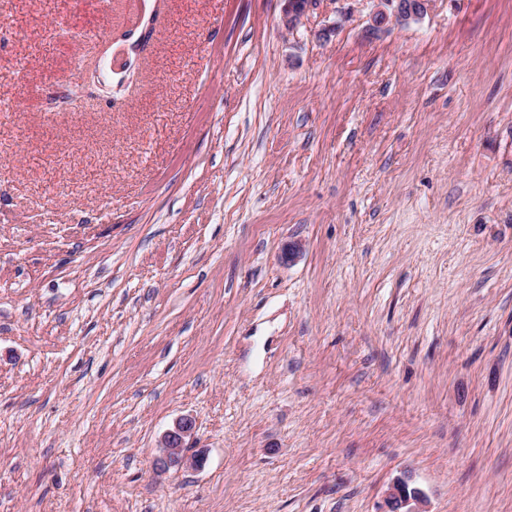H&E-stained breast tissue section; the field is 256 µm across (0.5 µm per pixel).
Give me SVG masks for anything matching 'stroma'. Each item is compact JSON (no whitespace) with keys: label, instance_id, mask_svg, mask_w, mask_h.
Returning a JSON list of instances; mask_svg holds the SVG:
<instances>
[{"label":"stroma","instance_id":"stroma-1","mask_svg":"<svg viewBox=\"0 0 512 512\" xmlns=\"http://www.w3.org/2000/svg\"><path fill=\"white\" fill-rule=\"evenodd\" d=\"M282 7L0 0V512H512V0ZM284 2L282 25L288 32L297 29L304 17L314 9L318 0H282ZM373 12L367 33L375 35L390 26H403L418 21L428 12L430 0H374ZM195 420L191 416L180 418L172 429L166 431L160 440V455L158 465L169 468H201L204 457L200 454L188 456L185 453V441L191 436ZM385 510L381 512H424L419 505L423 496L417 488L409 487L407 480H397L388 489L385 497Z\"/></svg>","mask_w":512,"mask_h":512}]
</instances>
